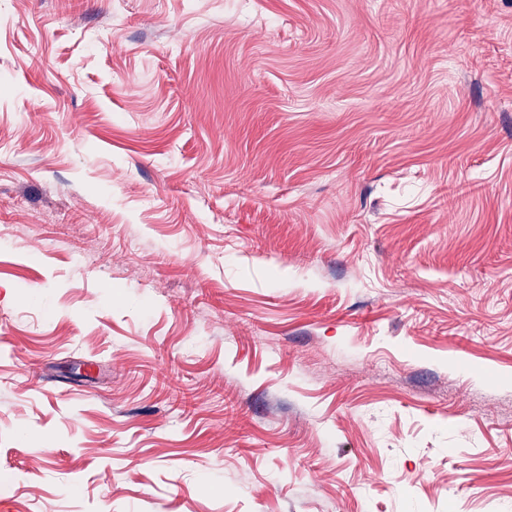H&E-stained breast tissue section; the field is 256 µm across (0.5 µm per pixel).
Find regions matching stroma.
<instances>
[{
  "instance_id": "stroma-1",
  "label": "stroma",
  "mask_w": 512,
  "mask_h": 512,
  "mask_svg": "<svg viewBox=\"0 0 512 512\" xmlns=\"http://www.w3.org/2000/svg\"><path fill=\"white\" fill-rule=\"evenodd\" d=\"M0 512H512V0H9Z\"/></svg>"
}]
</instances>
